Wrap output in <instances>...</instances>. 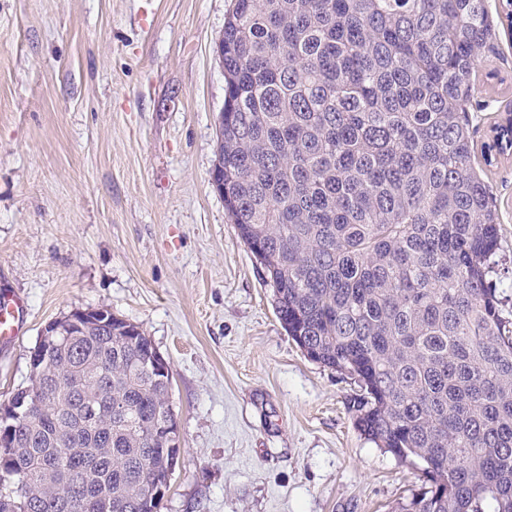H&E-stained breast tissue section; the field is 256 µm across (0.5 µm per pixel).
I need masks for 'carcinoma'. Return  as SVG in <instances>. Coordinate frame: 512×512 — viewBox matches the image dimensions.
Returning a JSON list of instances; mask_svg holds the SVG:
<instances>
[{"instance_id":"cac0c4a2","label":"carcinoma","mask_w":512,"mask_h":512,"mask_svg":"<svg viewBox=\"0 0 512 512\" xmlns=\"http://www.w3.org/2000/svg\"><path fill=\"white\" fill-rule=\"evenodd\" d=\"M486 3L234 0L220 36L224 209L288 336L421 473L393 512H512V318L471 112ZM96 313L16 390L0 512H158L169 384L138 325Z\"/></svg>"}]
</instances>
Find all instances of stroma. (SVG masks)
Returning a JSON list of instances; mask_svg holds the SVG:
<instances>
[{
  "label": "stroma",
  "instance_id": "1",
  "mask_svg": "<svg viewBox=\"0 0 512 512\" xmlns=\"http://www.w3.org/2000/svg\"><path fill=\"white\" fill-rule=\"evenodd\" d=\"M233 0H0V292L21 297L0 402L42 328L107 307L167 361L182 456L160 512H391L418 475L356 428L358 386L311 361L211 185ZM473 77L476 145L512 116V29ZM475 166L501 221L512 311V157Z\"/></svg>",
  "mask_w": 512,
  "mask_h": 512
}]
</instances>
